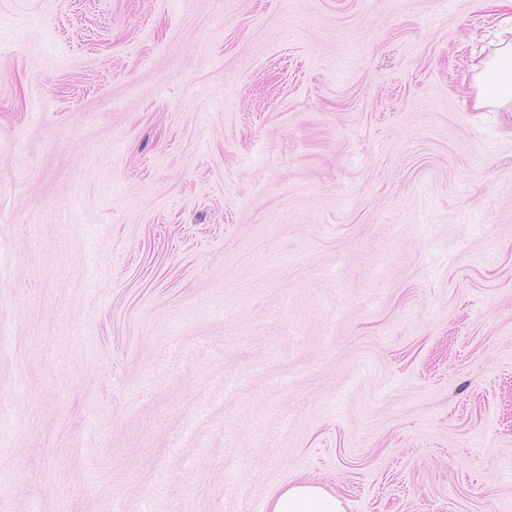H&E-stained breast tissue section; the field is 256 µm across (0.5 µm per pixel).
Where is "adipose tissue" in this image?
Returning <instances> with one entry per match:
<instances>
[{
	"label": "adipose tissue",
	"instance_id": "adipose-tissue-1",
	"mask_svg": "<svg viewBox=\"0 0 512 512\" xmlns=\"http://www.w3.org/2000/svg\"><path fill=\"white\" fill-rule=\"evenodd\" d=\"M502 40L492 53L475 55L472 63L474 108L497 107L512 112V16L501 25ZM268 512H346L344 501L322 485L299 478L278 489L268 500Z\"/></svg>",
	"mask_w": 512,
	"mask_h": 512
}]
</instances>
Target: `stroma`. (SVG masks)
Returning a JSON list of instances; mask_svg holds the SVG:
<instances>
[{
    "instance_id": "1",
    "label": "stroma",
    "mask_w": 512,
    "mask_h": 512,
    "mask_svg": "<svg viewBox=\"0 0 512 512\" xmlns=\"http://www.w3.org/2000/svg\"><path fill=\"white\" fill-rule=\"evenodd\" d=\"M486 0H0V512H512ZM344 500L322 485L298 478L268 499V512H345Z\"/></svg>"
}]
</instances>
